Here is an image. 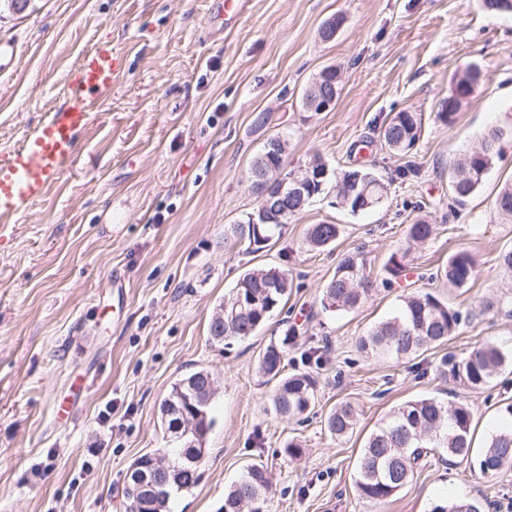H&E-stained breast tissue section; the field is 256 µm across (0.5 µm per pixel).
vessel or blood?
I'll return each instance as SVG.
<instances>
[{
	"instance_id": "vessel-or-blood-1",
	"label": "vessel or blood",
	"mask_w": 512,
	"mask_h": 512,
	"mask_svg": "<svg viewBox=\"0 0 512 512\" xmlns=\"http://www.w3.org/2000/svg\"><path fill=\"white\" fill-rule=\"evenodd\" d=\"M118 76V60L111 46H93L72 71L65 101L21 144L0 154L1 226L10 225L41 200L73 163L80 134L90 125L100 100L111 93Z\"/></svg>"
}]
</instances>
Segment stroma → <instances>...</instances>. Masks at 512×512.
<instances>
[{
	"mask_svg": "<svg viewBox=\"0 0 512 512\" xmlns=\"http://www.w3.org/2000/svg\"><path fill=\"white\" fill-rule=\"evenodd\" d=\"M214 4L0 0V37L19 47L0 77V152L63 102L67 74L93 45L110 44L121 71L72 166L0 232V512H126L127 471L166 447L161 403L197 369L214 378L216 422L198 485L175 495L169 512H223L225 489L254 463L272 484L265 512H430L446 498L512 512V467L485 479L440 448L378 506L354 488L364 439L391 409L421 396L454 400L456 387L434 373L445 353L487 341L512 353V275L496 262L512 248V223H500L494 208L512 180V139L464 205L450 193L453 162L493 127L512 126V13L488 11L482 0H249L225 25ZM337 14L342 27L322 40L323 23ZM472 65L480 84L450 121L440 120ZM329 67L341 75L335 108L304 111V87ZM402 111L422 117L405 155L381 138L384 122ZM278 133L288 137L289 167L318 156L337 174L371 168L388 183L385 201L351 214L331 182L266 251L226 238L259 205L250 164ZM408 163L418 177L396 179ZM417 219L435 232L411 247L407 227ZM323 223L339 225L338 239L308 250L306 228ZM398 250L407 253L405 270L387 288L384 265ZM354 251L375 288L354 310L321 313L324 285ZM459 251L475 257L478 272L453 288L433 273ZM264 266L290 275L282 313L256 336L212 344L209 325L225 295L245 270ZM420 290L467 312L469 324L446 348L416 358L359 354L357 337ZM290 323L300 335L287 344ZM280 344L289 370L318 380L316 406L301 424L274 415L272 387L257 370L266 348ZM311 349L319 359L304 363ZM466 397L480 449L512 423L503 413L512 371ZM341 403L353 406L357 424L339 441L325 418ZM292 442L301 454H289Z\"/></svg>",
	"mask_w": 512,
	"mask_h": 512,
	"instance_id": "35a3bbf8",
	"label": "stroma"
}]
</instances>
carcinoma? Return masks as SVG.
Masks as SVG:
<instances>
[{"label":"carcinoma","instance_id":"obj_1","mask_svg":"<svg viewBox=\"0 0 512 512\" xmlns=\"http://www.w3.org/2000/svg\"><path fill=\"white\" fill-rule=\"evenodd\" d=\"M482 72L476 66L454 86L443 103L440 119L447 121L472 95V87L479 84ZM422 119L415 112H397L385 122L381 135L388 149L407 153L420 137ZM512 131L502 127L491 129L481 147L467 153L453 166L450 182L453 200L463 204L480 186L497 155L501 142ZM341 203L357 214L379 206L387 197V184L368 169H349L338 181ZM288 214L280 222L253 223V215L230 228V233L248 240L250 252L257 253L280 237L288 220L302 209L292 197L285 198ZM496 214L512 221V182L505 184L495 202ZM434 233V226L417 220L408 226L407 242L424 244ZM340 234L336 224H312L306 232V242L313 250L333 244ZM405 254H391L385 266L392 279L405 269ZM436 275L449 284L462 288L476 275V261L459 251L448 258L447 264L437 269ZM371 281L365 272L364 260L358 253L344 255L336 265L331 279L324 286L320 306L324 312L348 311L356 308L370 291ZM288 296V270L266 266L247 270L237 281L224 304L212 318L210 339L214 343L244 340L256 335L272 318ZM468 316L448 306L437 295L428 291L413 292L404 297L398 312L372 327L359 337L356 348L366 355L387 354L396 359L416 356L429 347L448 344ZM297 328H287L282 346H269L259 359V372L274 383L271 408L275 415L300 421L315 408L317 380L307 371L285 372L283 347L296 337ZM512 365V356L497 345L484 343L464 356L448 354L436 368L438 375L469 390L486 388L502 368ZM214 391L206 387L202 371H195L178 379L161 404L162 419L170 441L180 448L175 456L159 448L133 461L128 474L151 470L170 484L164 494L155 496L151 490L133 481L126 482L123 497L127 512H168L172 494L193 489L199 482V467H187L183 455L205 458L202 438L214 423L211 416ZM473 412L464 402H445L435 397L417 398L393 408L382 426L366 439L356 464L355 491L360 499L380 504L412 483L419 462L435 448L444 449L450 458L469 456L472 447ZM355 411L348 404H340L326 419L328 432L336 439H344L354 430ZM196 441V447L187 444ZM481 474L495 476L501 469L512 466V429L492 435L478 460ZM269 487L267 470L260 464L251 465L245 474L224 494V512H263ZM430 512H483L478 501L446 499L434 504Z\"/></svg>","mask_w":512,"mask_h":512}]
</instances>
